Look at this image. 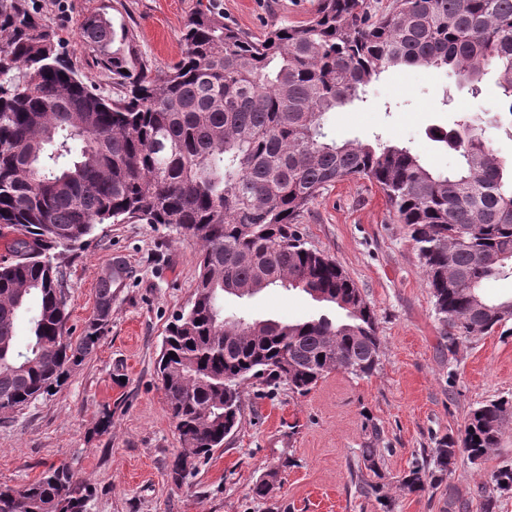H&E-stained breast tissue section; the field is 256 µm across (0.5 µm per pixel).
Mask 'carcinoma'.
Listing matches in <instances>:
<instances>
[{
	"label": "carcinoma",
	"mask_w": 512,
	"mask_h": 512,
	"mask_svg": "<svg viewBox=\"0 0 512 512\" xmlns=\"http://www.w3.org/2000/svg\"><path fill=\"white\" fill-rule=\"evenodd\" d=\"M79 38L112 79V96L84 81L58 32L30 0H0V227L14 234L0 260V413L51 394L99 346L112 314V268L99 279L81 336L67 328L66 272L53 251L86 243L99 224L135 219L195 239L199 273L176 314L157 373L183 448L169 465L182 483L242 420V385L265 375L303 394L326 373L368 376L380 337L374 311L331 257L307 245L298 221L326 187L367 179L394 221L410 227L448 347L512 321V297L491 301L484 283L512 275V164L457 116V168L425 167L379 139L336 142L324 118L360 99L384 72L452 68L472 93L493 70L497 112L512 130V0H320L302 26L253 39L201 6L186 22L181 59L154 71L134 35L100 14ZM267 288L301 290L345 319H249L225 299ZM30 314V336L16 323ZM512 398L470 410L461 441L446 435L401 477L412 492L437 485L459 458L478 466L500 443ZM479 440H474V437ZM381 438L372 430L355 477L388 500ZM512 496V463L458 496L448 512H498ZM93 490L65 465L35 482L0 486V512H89Z\"/></svg>",
	"instance_id": "carcinoma-1"
}]
</instances>
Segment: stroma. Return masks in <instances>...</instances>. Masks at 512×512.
I'll list each match as a JSON object with an SVG mask.
<instances>
[{"instance_id": "obj_1", "label": "stroma", "mask_w": 512, "mask_h": 512, "mask_svg": "<svg viewBox=\"0 0 512 512\" xmlns=\"http://www.w3.org/2000/svg\"><path fill=\"white\" fill-rule=\"evenodd\" d=\"M252 36L281 25H302L318 0H211ZM200 0H70L66 14L42 7L65 51L89 80L107 83L80 42L79 26L95 12L130 28L144 59L165 69L181 56V33ZM497 88L486 76L480 94L447 70L401 67L386 72L354 102L327 120L337 139L373 135L412 148L429 169L456 167L454 150L432 128L451 127L456 113L475 117L481 136L512 161V135L496 122ZM299 228L313 247L334 258L373 309L381 347L376 370L358 377L343 370L323 376L306 394L266 379L245 383L239 429L182 485L167 466L181 449L155 373L172 317L192 300L198 274L194 239L161 224H101L86 244L64 253L68 326L73 336L95 312L96 284L119 259L132 271L112 302L104 339L55 394L23 410L0 414V485L19 487L53 465H68L94 489L90 512H381L356 488L351 470L371 430L385 449L380 472L391 512H446L451 495H474L502 461H512V420L498 448L481 465L459 460L437 488L417 493L400 477L436 437L460 436L470 409L512 396V335L476 336L449 353L431 290L406 225L393 223L379 188L345 179L323 190L302 214ZM257 318L305 321L322 304L297 290L268 289L241 300ZM112 425L100 431L102 408ZM269 497L252 488L269 472Z\"/></svg>"}]
</instances>
